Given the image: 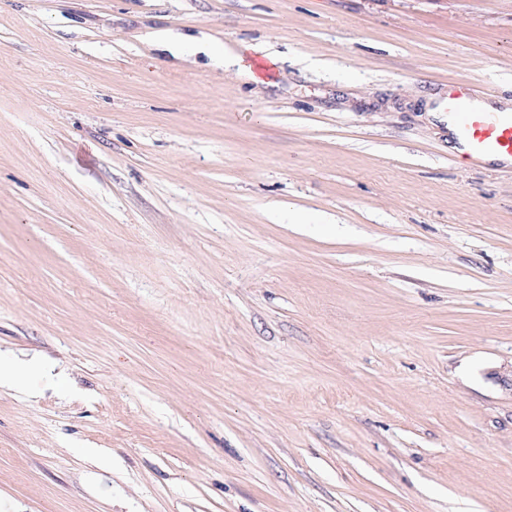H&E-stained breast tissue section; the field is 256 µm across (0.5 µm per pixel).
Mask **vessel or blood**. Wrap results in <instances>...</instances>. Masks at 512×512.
<instances>
[{
	"label": "vessel or blood",
	"mask_w": 512,
	"mask_h": 512,
	"mask_svg": "<svg viewBox=\"0 0 512 512\" xmlns=\"http://www.w3.org/2000/svg\"><path fill=\"white\" fill-rule=\"evenodd\" d=\"M481 93L466 84L450 86L436 104L454 123L461 157L477 163L489 157L512 161V112L476 106Z\"/></svg>",
	"instance_id": "1"
}]
</instances>
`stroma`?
<instances>
[{
  "instance_id": "obj_1",
  "label": "stroma",
  "mask_w": 512,
  "mask_h": 512,
  "mask_svg": "<svg viewBox=\"0 0 512 512\" xmlns=\"http://www.w3.org/2000/svg\"><path fill=\"white\" fill-rule=\"evenodd\" d=\"M461 82L512 100V0H0V512H512ZM153 45L167 52L175 58H188L197 54H204L216 67L228 71L230 69L245 70L241 53L225 48L217 44L206 33L184 34L168 29H159L154 32Z\"/></svg>"
}]
</instances>
